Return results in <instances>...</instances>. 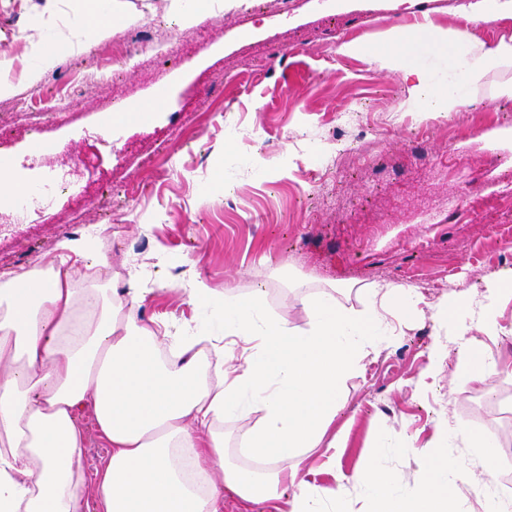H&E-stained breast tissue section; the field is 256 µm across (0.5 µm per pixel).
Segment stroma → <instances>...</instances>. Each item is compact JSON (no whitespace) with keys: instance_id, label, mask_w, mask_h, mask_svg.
<instances>
[{"instance_id":"obj_1","label":"stroma","mask_w":512,"mask_h":512,"mask_svg":"<svg viewBox=\"0 0 512 512\" xmlns=\"http://www.w3.org/2000/svg\"><path fill=\"white\" fill-rule=\"evenodd\" d=\"M466 0H257L258 14L214 13L180 30L191 53L179 65L126 66L117 83L80 81L95 71L90 47L65 53L36 84L24 73L33 62L23 31L28 0H0V52L15 59L18 97L63 94L78 86L66 119L43 124L37 109L7 107L0 123V164L34 182L17 162L45 142L47 166L61 157L85 158L87 173L73 194L58 197L44 224H21L0 236V258L31 266L50 258L66 237L108 228L105 255L113 271L145 264L151 288L137 310L159 331L212 327L208 310L172 280L201 272L233 295L261 291L271 314L309 327L303 300L328 286L336 306L365 312L374 286L404 289L411 317L380 305L383 322L374 350L341 385L334 429L345 447L307 449L301 479L322 487L344 483L327 512H365L367 468L389 474L391 490L410 497L425 470L417 452L431 446L472 473L455 494L463 512H487L473 486L493 474L500 494L512 493V299L496 308V328L476 327L497 369L480 381L453 386L460 360L454 320L440 306L458 299L480 313L488 280L512 272V65L467 87L457 65L469 46L512 36V18L472 31L470 45L451 54L416 45L412 63L426 86L450 89L482 115L476 134L454 117L433 118L410 99L413 78L373 63L371 52L391 47L394 31L427 17L438 29L463 25ZM357 40L366 50L341 53ZM293 46L272 58L265 73L247 70L253 56ZM130 120L117 121L122 111ZM353 113L351 124L341 122ZM111 133L113 149L91 145L86 129ZM424 140H413L418 130ZM270 167L262 173L256 159ZM473 165L458 170L459 159ZM222 166L223 191L211 188ZM446 213L445 223L429 215ZM492 436L475 448L455 432Z\"/></svg>"}]
</instances>
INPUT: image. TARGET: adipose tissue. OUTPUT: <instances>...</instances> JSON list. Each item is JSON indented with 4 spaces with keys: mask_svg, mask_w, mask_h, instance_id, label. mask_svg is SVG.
<instances>
[{
    "mask_svg": "<svg viewBox=\"0 0 512 512\" xmlns=\"http://www.w3.org/2000/svg\"><path fill=\"white\" fill-rule=\"evenodd\" d=\"M81 17L68 43L32 33L35 67L28 82L57 65L63 48L106 40L127 20L124 0H73ZM465 28L446 33L421 23L379 53L389 69L414 75L415 43L440 51L468 43L471 28L512 17V0H469ZM512 62V37L470 50L458 61L470 86ZM92 234L61 240L45 264L0 274V512H224L222 490L244 505L274 503L296 485L290 512H325L343 485L298 481L305 451L317 447L336 417L340 387L373 346L378 312L348 315L333 293L304 300L305 331L270 316L261 294L232 297L201 274L179 286L224 324L223 336L193 327L165 339L133 310L147 290L144 269L125 277L100 259ZM209 343L211 360L197 347ZM92 409L110 453L95 473L85 467L79 420ZM259 414L238 432L240 447L262 466L224 462L225 416ZM294 458V467L281 462ZM426 477L409 499L391 494L389 477L369 468V512H460L457 486L469 472L449 457L425 456Z\"/></svg>",
    "mask_w": 512,
    "mask_h": 512,
    "instance_id": "obj_1",
    "label": "adipose tissue"
}]
</instances>
